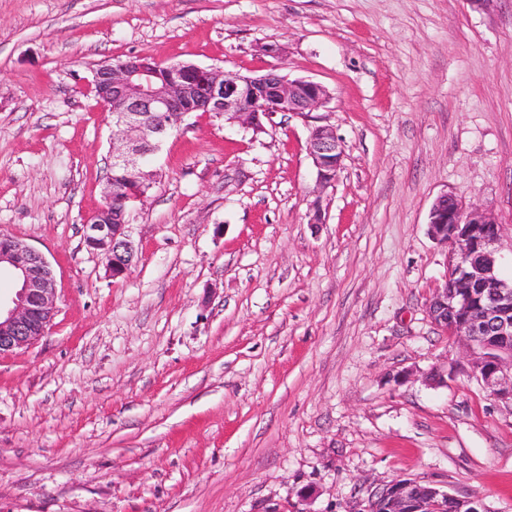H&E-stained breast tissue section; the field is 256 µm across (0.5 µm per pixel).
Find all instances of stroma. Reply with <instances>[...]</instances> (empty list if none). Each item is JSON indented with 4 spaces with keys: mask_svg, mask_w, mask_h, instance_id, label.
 <instances>
[{
    "mask_svg": "<svg viewBox=\"0 0 512 512\" xmlns=\"http://www.w3.org/2000/svg\"><path fill=\"white\" fill-rule=\"evenodd\" d=\"M131 55L331 98L256 140L190 114L115 279L84 243L112 173L88 86ZM446 193L502 224L511 282L512 0H0V233L57 288L0 357V512H361L405 478L512 512V406L427 313ZM308 152L319 184L326 187L334 182L344 154L336 133L326 126L312 128L308 137Z\"/></svg>",
    "mask_w": 512,
    "mask_h": 512,
    "instance_id": "stroma-1",
    "label": "stroma"
}]
</instances>
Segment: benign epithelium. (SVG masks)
I'll return each mask as SVG.
<instances>
[{"instance_id": "obj_1", "label": "benign epithelium", "mask_w": 512, "mask_h": 512, "mask_svg": "<svg viewBox=\"0 0 512 512\" xmlns=\"http://www.w3.org/2000/svg\"><path fill=\"white\" fill-rule=\"evenodd\" d=\"M276 84V95L265 102L250 94L266 82ZM207 92L197 100V84ZM95 99L103 112L112 114V165L125 171L129 191L125 203L142 202L152 173L144 159L159 150L161 142L180 128L193 112L234 124L258 135L267 132L265 121L278 112L307 114L329 99L320 84L290 80L273 71L256 77L229 72L222 67L193 63L164 64L129 56L114 64H100L93 72ZM151 112H170L174 123L166 126L147 120ZM308 152L317 181L326 187L336 179L344 149L329 127L310 130ZM86 245L105 255L112 277L123 276L137 250L127 238V221L112 223V181H107L102 202L87 220ZM431 235L450 249V285L436 289L428 306L435 324L450 330L466 348L472 374L499 401L512 404V283L497 273L495 245L502 225L477 208L466 211L451 194L440 196L429 213ZM15 275L20 288L12 306L0 308V356L36 343L56 313V284L46 258L23 240L0 235V269ZM484 340H476L478 336ZM363 512H488L482 500L458 497L432 484L399 480L376 491Z\"/></svg>"}]
</instances>
